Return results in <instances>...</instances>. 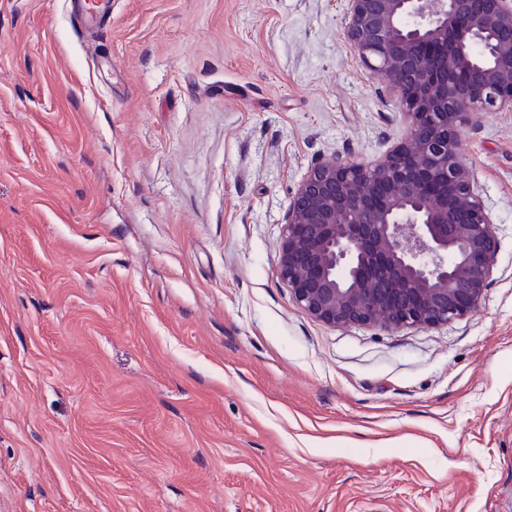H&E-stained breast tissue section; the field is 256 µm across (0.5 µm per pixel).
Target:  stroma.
I'll return each instance as SVG.
<instances>
[{"mask_svg": "<svg viewBox=\"0 0 512 512\" xmlns=\"http://www.w3.org/2000/svg\"><path fill=\"white\" fill-rule=\"evenodd\" d=\"M406 133L345 0H0V512H512V112L459 142L476 312L333 328L276 274L307 168Z\"/></svg>", "mask_w": 512, "mask_h": 512, "instance_id": "35a3bbf8", "label": "stroma"}]
</instances>
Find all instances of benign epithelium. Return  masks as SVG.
I'll use <instances>...</instances> for the list:
<instances>
[{
  "instance_id": "1",
  "label": "benign epithelium",
  "mask_w": 512,
  "mask_h": 512,
  "mask_svg": "<svg viewBox=\"0 0 512 512\" xmlns=\"http://www.w3.org/2000/svg\"><path fill=\"white\" fill-rule=\"evenodd\" d=\"M363 65L391 78L404 142L374 161L308 167L276 273L331 327L432 328L475 312L497 265L495 222L458 142L476 111H512V0H346Z\"/></svg>"
}]
</instances>
